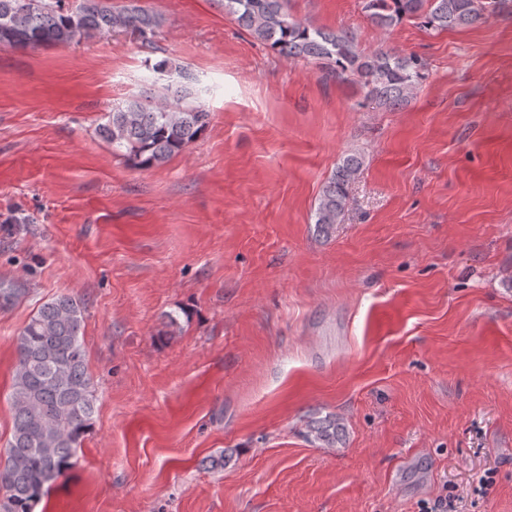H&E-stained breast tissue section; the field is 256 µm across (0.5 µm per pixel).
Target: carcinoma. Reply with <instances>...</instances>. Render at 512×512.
<instances>
[{
	"mask_svg": "<svg viewBox=\"0 0 512 512\" xmlns=\"http://www.w3.org/2000/svg\"><path fill=\"white\" fill-rule=\"evenodd\" d=\"M512 0H363L368 18L390 29L406 18L446 30L487 20ZM224 11L258 41L291 59L322 62L338 80L351 76L367 96L386 107L410 98L424 63L415 54L358 52L346 30H324L294 18L285 0H224ZM162 17L137 0H0V44L21 50L69 46L93 33L123 29L150 43ZM154 70L186 78L185 68L168 58ZM191 91L168 85L153 105L131 99L107 113L96 134L131 165L148 169L194 143L211 113L186 102ZM359 154H348L323 187L314 212L323 232L341 223L348 187L362 170ZM27 289L0 282V307L25 297ZM85 302L59 296L39 306L14 339L16 363L9 396L12 433L0 460V512H34L52 485L77 465V450L92 425L95 397L82 342Z\"/></svg>",
	"mask_w": 512,
	"mask_h": 512,
	"instance_id": "carcinoma-1",
	"label": "carcinoma"
}]
</instances>
